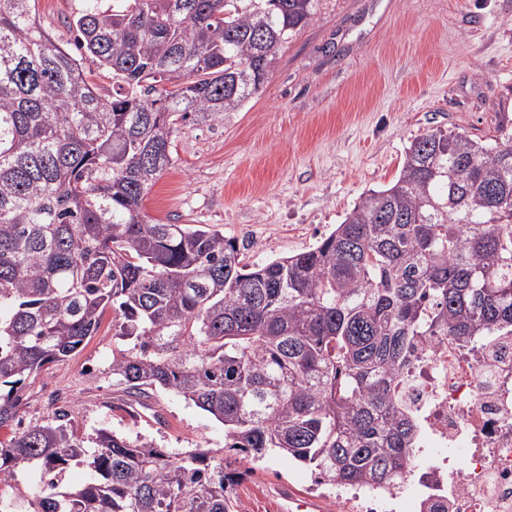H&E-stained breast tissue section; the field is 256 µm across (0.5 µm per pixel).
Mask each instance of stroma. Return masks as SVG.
Returning a JSON list of instances; mask_svg holds the SVG:
<instances>
[{"instance_id": "stroma-1", "label": "stroma", "mask_w": 512, "mask_h": 512, "mask_svg": "<svg viewBox=\"0 0 512 512\" xmlns=\"http://www.w3.org/2000/svg\"><path fill=\"white\" fill-rule=\"evenodd\" d=\"M87 0H36L41 25L63 44ZM435 128L489 142L512 129V0H319L314 22L279 54L259 93L221 123L181 125L173 166L144 199L164 223L212 224L248 238L245 260L312 247L371 188L397 176L404 152ZM120 341L111 318L67 360L26 388L23 422L66 407L86 435L107 428L167 453L224 448V428L175 394L148 407L112 382ZM243 472V512H281L288 487L320 512L373 499L316 486L310 468L269 455L225 456Z\"/></svg>"}]
</instances>
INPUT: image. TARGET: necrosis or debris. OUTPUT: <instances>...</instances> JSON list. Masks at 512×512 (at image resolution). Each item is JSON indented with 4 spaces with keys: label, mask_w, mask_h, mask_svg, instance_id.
Listing matches in <instances>:
<instances>
[{
    "label": "necrosis or debris",
    "mask_w": 512,
    "mask_h": 512,
    "mask_svg": "<svg viewBox=\"0 0 512 512\" xmlns=\"http://www.w3.org/2000/svg\"><path fill=\"white\" fill-rule=\"evenodd\" d=\"M404 379L450 512H512V338L419 343Z\"/></svg>",
    "instance_id": "1"
}]
</instances>
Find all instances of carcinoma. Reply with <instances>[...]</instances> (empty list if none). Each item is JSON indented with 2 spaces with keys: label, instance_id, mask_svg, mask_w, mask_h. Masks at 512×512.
Returning a JSON list of instances; mask_svg holds the SVG:
<instances>
[{
  "label": "carcinoma",
  "instance_id": "obj_1",
  "mask_svg": "<svg viewBox=\"0 0 512 512\" xmlns=\"http://www.w3.org/2000/svg\"><path fill=\"white\" fill-rule=\"evenodd\" d=\"M318 0H100L72 53L35 0H0V485L40 467L32 512H234L244 476L207 448L93 437L57 409L22 422L24 391L112 310V378L172 392L224 426V451L280 454L315 483L403 490L423 434L399 391L412 349L512 336V133L436 128L397 177L306 251L245 262L250 242L162 224L143 199L180 125L222 122L257 94ZM112 75L101 97L85 71ZM82 467L86 480L59 490ZM421 512H448L436 484Z\"/></svg>",
  "mask_w": 512,
  "mask_h": 512
}]
</instances>
